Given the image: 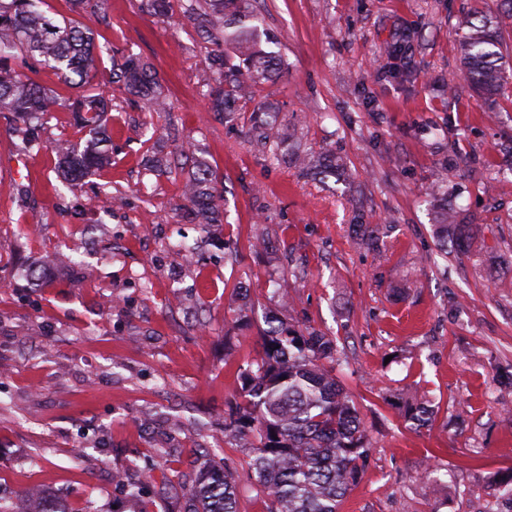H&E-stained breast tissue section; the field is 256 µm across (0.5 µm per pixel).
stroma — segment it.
<instances>
[{
  "mask_svg": "<svg viewBox=\"0 0 512 512\" xmlns=\"http://www.w3.org/2000/svg\"><path fill=\"white\" fill-rule=\"evenodd\" d=\"M194 3L158 16L149 0L80 14L45 0L113 58L152 63L170 103L150 111L100 77L112 160L78 186L55 172L56 141L87 138L72 112L47 117L29 149L0 114V503L24 512L35 481L65 512H181L172 482L212 461L248 475L251 451L225 444L224 419L274 314L335 339L370 431L341 512H512L495 489L512 470V80L490 107L466 83L441 90L460 69L458 16L499 0H254L282 71L235 82L225 122L200 94L213 45ZM262 106L267 128L252 121ZM288 127L346 176H306L279 139ZM185 145L218 175L223 223L177 209ZM159 150L163 173L145 167ZM437 186L473 227L463 251L438 246ZM109 195L125 205L102 212ZM357 222L378 225L383 254L354 243ZM174 240L196 245L193 261ZM415 392L433 410L418 429L398 409ZM134 463L154 471L141 502L105 478L137 481Z\"/></svg>",
  "mask_w": 512,
  "mask_h": 512,
  "instance_id": "stroma-1",
  "label": "stroma"
}]
</instances>
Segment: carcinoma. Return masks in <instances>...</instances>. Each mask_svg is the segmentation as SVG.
Returning a JSON list of instances; mask_svg holds the SVG:
<instances>
[{
	"label": "carcinoma",
	"instance_id": "carcinoma-1",
	"mask_svg": "<svg viewBox=\"0 0 512 512\" xmlns=\"http://www.w3.org/2000/svg\"><path fill=\"white\" fill-rule=\"evenodd\" d=\"M43 0H0V112L14 118L11 133L27 146L36 143L44 117L64 107L76 113L79 126L88 131L84 145L56 143L57 175L76 186L106 161L103 117L108 112L97 93L103 48L93 35L65 21L55 23L41 9ZM194 20L207 36L224 34L245 47L241 65L228 66L224 55L208 61L214 74L203 95L219 116L233 111L228 71L246 72L265 81L279 70L277 54L256 47L258 17L251 0H205ZM461 75L489 99L501 87L509 63L501 48L497 16L477 10L457 23ZM23 55L39 56L52 66L68 97L17 74L12 62ZM109 83L127 94L146 100L157 110L168 108L162 80L150 62L133 53L112 67ZM303 171L324 177L343 172L334 156L295 154ZM217 174L203 159L193 163L183 189L182 217L191 224H221L224 214L214 195ZM473 229L458 224L453 211L443 208L434 231L443 251L465 247ZM358 245L380 255L379 228L357 224ZM263 335L260 360L239 371L241 380L234 412L224 421V441L252 448L250 480L270 497L268 512H339L340 504L362 478L372 448L371 437L352 397L337 376L336 343L310 327H295L272 316ZM433 411L426 396L405 401L402 418L416 427L429 425ZM183 512H238L239 477L226 465L211 464L189 483H180Z\"/></svg>",
	"mask_w": 512,
	"mask_h": 512
}]
</instances>
